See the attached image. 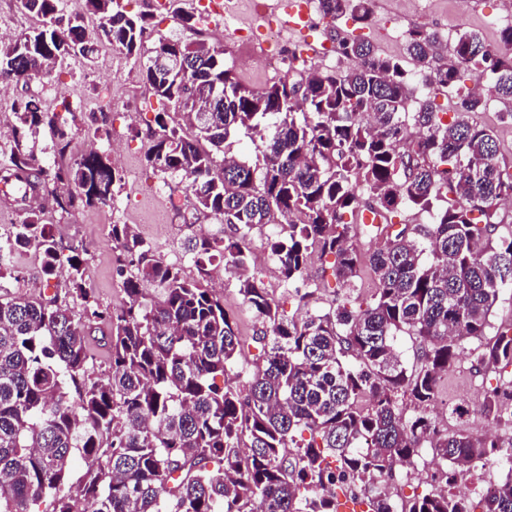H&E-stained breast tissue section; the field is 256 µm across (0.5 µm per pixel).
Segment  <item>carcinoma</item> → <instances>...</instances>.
Wrapping results in <instances>:
<instances>
[{
	"instance_id": "cac0c4a2",
	"label": "carcinoma",
	"mask_w": 512,
	"mask_h": 512,
	"mask_svg": "<svg viewBox=\"0 0 512 512\" xmlns=\"http://www.w3.org/2000/svg\"><path fill=\"white\" fill-rule=\"evenodd\" d=\"M16 5L38 25L0 49V82L16 88L0 187L23 211L0 234V280L17 245L42 254L46 282L61 252L70 255L65 296L0 298V512H32L46 498L53 512L78 501L89 512H336V496L320 493L335 470L363 485L371 512H393L379 482L427 448L438 460L432 490L398 512H475L448 484L479 460L512 465V435L440 433L429 411L466 345L476 343L479 373L512 367V324L492 322L500 290L512 287V230L500 231L512 174L493 131L470 121L489 97L512 102V26L495 44L459 32L443 63L437 33L412 28L408 70L337 26L348 17L373 27L371 0H318L336 53L358 66L322 71L295 47L287 77L253 89L201 38L160 35L141 61L156 6L132 15L121 0H86L97 19L89 41L85 17L64 0ZM102 45L140 63L144 84L174 107L144 132L147 163L180 177L194 210L230 230L187 239L194 278L131 225H112L125 293L112 309L86 288V250L63 245L47 214L114 204L122 176L103 151L73 156L83 113L61 121L32 91L69 57L92 63ZM468 72L473 86L463 89ZM419 84L453 94L452 111L416 97ZM91 122L94 137L110 138L109 113ZM240 131L256 143L250 160L233 151ZM366 211L381 223H364ZM268 225L280 227L267 245L289 284L305 283L312 253L334 256L340 290L329 307L311 306L315 289L297 287L301 312L287 316L250 272L251 237ZM362 235L378 247L361 251ZM215 259L261 324L263 365L235 382L237 322L204 284ZM363 265L368 295L357 286ZM102 324L110 370L91 381L88 343ZM399 336L412 340L413 360ZM479 409L512 422V377L484 390ZM76 456L86 470L73 482ZM478 505L512 512V477Z\"/></svg>"
}]
</instances>
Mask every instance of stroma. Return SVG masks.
Masks as SVG:
<instances>
[{
	"label": "stroma",
	"mask_w": 512,
	"mask_h": 512,
	"mask_svg": "<svg viewBox=\"0 0 512 512\" xmlns=\"http://www.w3.org/2000/svg\"><path fill=\"white\" fill-rule=\"evenodd\" d=\"M375 26L366 35L382 54L403 56L407 32L414 27L437 31L442 46H450L458 32L466 29L480 31L488 42H496L499 31L491 27L492 18L512 14V0H468L466 10H459L458 0H373ZM208 42L222 49L225 62L231 66L238 80L245 86L259 89L271 83L272 74L261 69L258 61L242 65L234 44V37L225 30L223 19H214L207 33ZM109 92L112 139L120 143L114 159L126 179L115 206L96 207L63 216L69 224L75 241L86 244L88 267L86 285L91 288L102 305H119L124 297L121 279L115 270L112 241L109 235L112 222L130 224L140 235L152 242L164 254L178 255L183 242L192 232L211 235L227 234L226 225L212 218H200L194 227H187L186 218L192 217V206H184L181 214L173 215L165 207L164 193H157V186L167 191H183L179 178H162L148 167L145 160L146 144L135 133L146 130L153 123L156 112L163 108L140 78L139 66L110 47H100L93 65L71 58L56 72V90L42 97L45 109L65 115L67 106L85 102L86 112L99 109L102 92ZM504 104L489 98L485 108L475 112L473 119L492 129L498 139L499 157L504 170L512 173V125L502 123L500 114ZM194 217V216H193ZM209 276L222 281L220 290L225 308L234 315L239 334L245 344L240 361L243 371H254L262 362V346L255 336L259 323L242 305L234 281L224 273L222 262L209 265Z\"/></svg>",
	"instance_id": "stroma-1"
}]
</instances>
